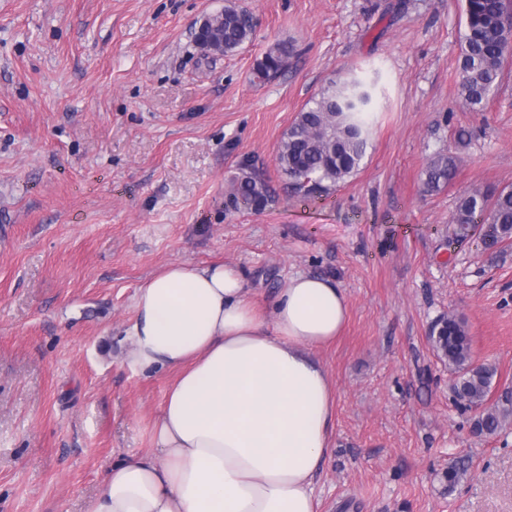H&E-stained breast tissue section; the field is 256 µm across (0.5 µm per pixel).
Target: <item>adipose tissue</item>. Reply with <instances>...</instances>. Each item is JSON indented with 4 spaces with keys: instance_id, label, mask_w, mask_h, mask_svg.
I'll return each instance as SVG.
<instances>
[{
    "instance_id": "adipose-tissue-1",
    "label": "adipose tissue",
    "mask_w": 512,
    "mask_h": 512,
    "mask_svg": "<svg viewBox=\"0 0 512 512\" xmlns=\"http://www.w3.org/2000/svg\"><path fill=\"white\" fill-rule=\"evenodd\" d=\"M135 311L129 366L176 379L155 453L112 463L86 512H318L335 392L314 353L347 320L344 290L299 274L266 315L235 266L183 263L144 281Z\"/></svg>"
}]
</instances>
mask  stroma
Returning a JSON list of instances; mask_svg holds the SVG:
<instances>
[{
  "label": "stroma",
  "mask_w": 512,
  "mask_h": 512,
  "mask_svg": "<svg viewBox=\"0 0 512 512\" xmlns=\"http://www.w3.org/2000/svg\"><path fill=\"white\" fill-rule=\"evenodd\" d=\"M465 0H0V512H85L104 471L152 451L175 376L137 372L138 287L180 263L240 269L270 310L289 277L333 278L345 329L317 351L336 391L319 512H512V421L475 432L431 340L461 319L512 395V243L456 238L458 200L512 188V53L481 112L458 92ZM232 7L224 56L197 22ZM279 42L277 76L256 65ZM373 85L358 170L293 193L277 147L330 82ZM468 139L458 141V130ZM449 185L425 184L437 154ZM269 188L237 210L233 183ZM468 475L444 490L441 474ZM212 24L219 28L218 33L223 39L224 53L236 51L249 41L253 34L250 16L231 7L224 8L223 21L221 18L215 19ZM292 48L286 42L275 44L263 56L257 66V75L262 79L275 77L288 66ZM457 172V158L451 154H439L426 169V184L434 189L449 184Z\"/></svg>",
  "instance_id": "1"
}]
</instances>
